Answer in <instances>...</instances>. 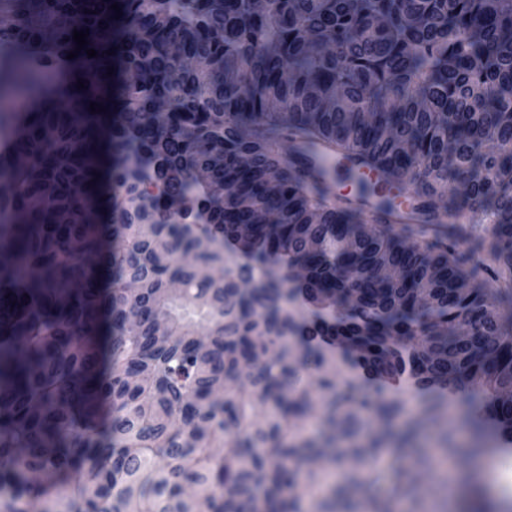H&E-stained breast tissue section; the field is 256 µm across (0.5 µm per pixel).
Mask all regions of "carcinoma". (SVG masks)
<instances>
[{
    "mask_svg": "<svg viewBox=\"0 0 512 512\" xmlns=\"http://www.w3.org/2000/svg\"><path fill=\"white\" fill-rule=\"evenodd\" d=\"M13 2L0 85L31 95L10 59L89 36L60 101L21 116L20 163L0 176V512H394L434 474L429 457L459 451L435 396L409 431L437 430L438 453L394 444L404 408L376 382L404 374L458 392L460 426L478 407L512 437L497 402L512 389V294L491 310L451 260L512 273V0ZM109 92L101 224L90 101ZM319 140L354 162L375 210L342 215L293 152ZM410 188L430 217L482 231L381 223ZM240 224L251 261L230 265ZM389 265L399 278L379 277ZM291 267L335 323L294 326ZM243 280L260 286L240 293ZM160 321L179 340L159 341ZM338 336L363 378L336 379L319 342ZM303 370L319 373L317 403ZM311 417L319 442L296 436ZM385 452L398 465L370 470ZM328 466L330 495L301 492ZM465 486L466 509L486 512L484 486Z\"/></svg>",
    "mask_w": 512,
    "mask_h": 512,
    "instance_id": "cac0c4a2",
    "label": "carcinoma"
}]
</instances>
